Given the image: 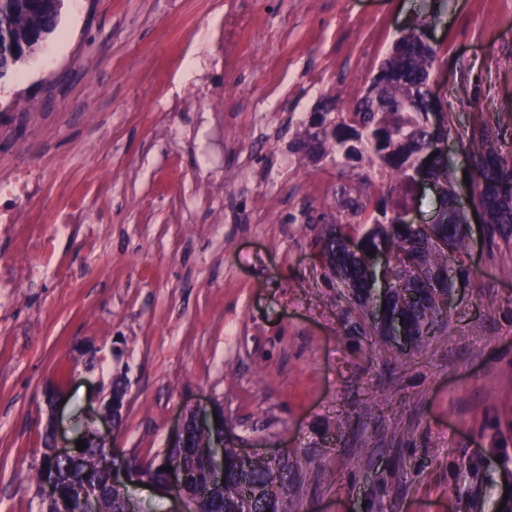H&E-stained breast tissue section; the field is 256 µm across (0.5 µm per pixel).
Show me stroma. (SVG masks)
I'll return each instance as SVG.
<instances>
[{
	"instance_id": "35a3bbf8",
	"label": "stroma",
	"mask_w": 512,
	"mask_h": 512,
	"mask_svg": "<svg viewBox=\"0 0 512 512\" xmlns=\"http://www.w3.org/2000/svg\"><path fill=\"white\" fill-rule=\"evenodd\" d=\"M434 8L463 202L473 121L512 144V0H66L0 80V177L47 155L34 219L92 202L59 271L0 292V512H40L45 431L73 439L118 379L116 461L159 458L215 407L247 448L287 453L295 512H512V242L470 228L467 281L399 352L350 330L359 307L320 254L348 174L290 150ZM229 15L239 52L185 78Z\"/></svg>"
}]
</instances>
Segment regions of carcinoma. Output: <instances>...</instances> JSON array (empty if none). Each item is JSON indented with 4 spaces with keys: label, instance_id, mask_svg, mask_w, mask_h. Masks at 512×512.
I'll use <instances>...</instances> for the list:
<instances>
[{
    "label": "carcinoma",
    "instance_id": "1",
    "mask_svg": "<svg viewBox=\"0 0 512 512\" xmlns=\"http://www.w3.org/2000/svg\"><path fill=\"white\" fill-rule=\"evenodd\" d=\"M65 0H0V80L28 61L53 34ZM440 47L427 40L425 28H413L395 42L392 54L381 64L370 84L359 93L347 112L336 111L335 101L324 103L305 134L292 142L294 152L318 163L331 154L351 170L366 163L389 176L390 202L372 201L362 190L344 185L335 192L338 210L330 215L323 257L329 271L341 279L363 307L371 303L367 281V252L389 254L410 272L434 274L427 281L404 280L402 287L418 294L403 311L409 334L418 343L430 333L437 318L448 311V295L454 279L469 276L462 266L448 273V253L468 248L466 214L455 205L450 168L443 157L428 151L442 135L430 123L439 102L427 96ZM471 154L478 160L479 179L474 205L487 210L489 245L512 240V204L501 200L496 183L512 180V156L499 144V133L487 122L472 126L468 138ZM425 173L439 186L441 206L435 224H406L402 211L414 201L415 176ZM356 239L352 251L347 242ZM213 431L192 429L187 448H168L159 461L135 464L139 474L158 475L169 463L182 465L189 477V490L205 493L204 512H246L241 484L259 489L278 484L285 494L269 504V512H293L288 500V463L266 459L240 461L227 458L224 484L209 483L205 447ZM66 470L55 466L50 443H45L40 481L53 480L55 494L45 499L44 512H84L85 506L71 495V486L83 482L102 488L93 512H116L108 488L110 468L103 451L90 440Z\"/></svg>",
    "mask_w": 512,
    "mask_h": 512
}]
</instances>
